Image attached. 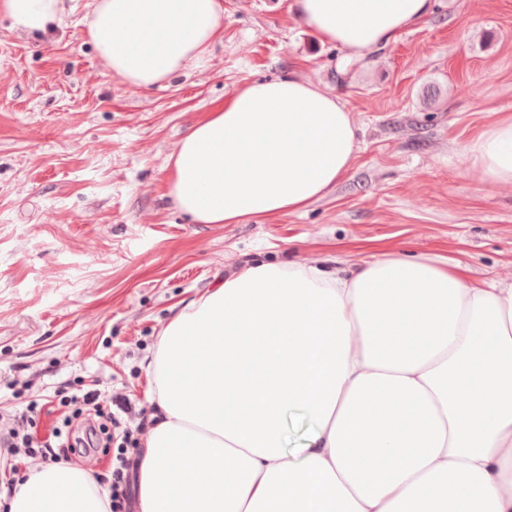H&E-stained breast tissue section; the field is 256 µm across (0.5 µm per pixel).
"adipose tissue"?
I'll use <instances>...</instances> for the list:
<instances>
[{
  "label": "adipose tissue",
  "instance_id": "obj_1",
  "mask_svg": "<svg viewBox=\"0 0 512 512\" xmlns=\"http://www.w3.org/2000/svg\"><path fill=\"white\" fill-rule=\"evenodd\" d=\"M434 0H291L320 43L364 59ZM63 0H0L24 33ZM224 0H90L84 33L139 90L202 68ZM360 128L321 83L255 80L194 122L168 195L196 224L299 212L348 172ZM466 151L512 186V113ZM141 512H512V284L395 253L346 269L247 262L178 310L150 363ZM312 423L286 451L285 417ZM0 512H109L81 468H27Z\"/></svg>",
  "mask_w": 512,
  "mask_h": 512
}]
</instances>
